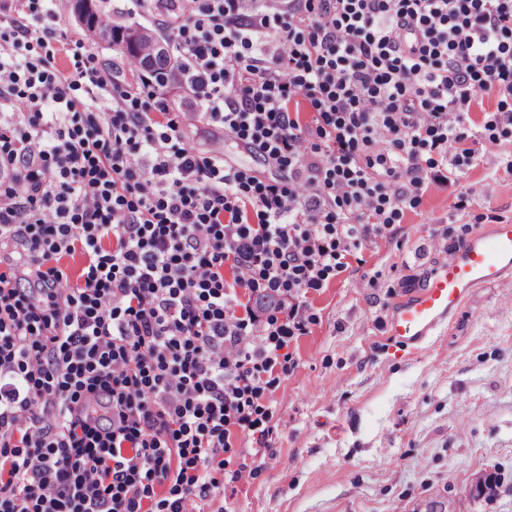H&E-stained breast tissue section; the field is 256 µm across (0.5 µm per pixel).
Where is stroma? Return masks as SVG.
Instances as JSON below:
<instances>
[{
  "label": "stroma",
  "mask_w": 512,
  "mask_h": 512,
  "mask_svg": "<svg viewBox=\"0 0 512 512\" xmlns=\"http://www.w3.org/2000/svg\"><path fill=\"white\" fill-rule=\"evenodd\" d=\"M75 2L51 0L41 22L60 35L57 69L69 70L80 44L122 63L119 48L89 36ZM183 136L199 154L220 151L272 174L205 115L185 121ZM474 149L448 183L426 182L419 206L364 244L359 261L299 293L314 322L290 342L288 373L258 400L268 449L253 456L250 434L233 439L211 493L216 512H414L432 500L456 512H512V278L475 289L420 347L395 350L386 333L395 305L458 240L512 221V128ZM243 463L252 475L231 481ZM484 473L499 479L489 499L471 492Z\"/></svg>",
  "instance_id": "1"
}]
</instances>
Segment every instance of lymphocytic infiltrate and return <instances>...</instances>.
Listing matches in <instances>:
<instances>
[{
    "label": "lymphocytic infiltrate",
    "mask_w": 512,
    "mask_h": 512,
    "mask_svg": "<svg viewBox=\"0 0 512 512\" xmlns=\"http://www.w3.org/2000/svg\"><path fill=\"white\" fill-rule=\"evenodd\" d=\"M186 2L165 20L180 82L278 176L157 126L153 72L122 84L77 51L65 74L29 25L0 26V112L23 117L0 135V243L30 271L0 274V512H196L234 434L269 435L257 401L313 321L299 292L470 163L477 94L503 107L487 131L512 125V0ZM76 251L62 287L51 262ZM56 261H58V263H56ZM56 261H52L51 265L56 266L63 272V282H65V278L67 277L68 284L75 283L84 266V257L79 252H76L71 255H59Z\"/></svg>",
    "instance_id": "f902f5d3"
}]
</instances>
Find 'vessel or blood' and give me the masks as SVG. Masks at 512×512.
<instances>
[{"label":"vessel or blood","mask_w":512,"mask_h":512,"mask_svg":"<svg viewBox=\"0 0 512 512\" xmlns=\"http://www.w3.org/2000/svg\"><path fill=\"white\" fill-rule=\"evenodd\" d=\"M511 275L512 222L502 221L464 239L440 262L424 284L395 308L388 334L397 344L419 345L475 288Z\"/></svg>","instance_id":"1"}]
</instances>
